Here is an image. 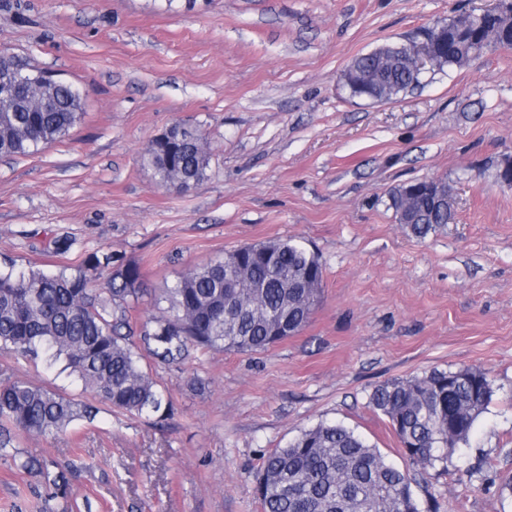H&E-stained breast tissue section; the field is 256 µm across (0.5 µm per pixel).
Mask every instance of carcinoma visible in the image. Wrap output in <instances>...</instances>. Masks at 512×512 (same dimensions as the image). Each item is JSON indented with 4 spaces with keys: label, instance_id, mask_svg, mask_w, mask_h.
I'll return each mask as SVG.
<instances>
[{
    "label": "carcinoma",
    "instance_id": "obj_1",
    "mask_svg": "<svg viewBox=\"0 0 512 512\" xmlns=\"http://www.w3.org/2000/svg\"><path fill=\"white\" fill-rule=\"evenodd\" d=\"M457 29V50L435 59L429 73L461 67L471 56L502 43L512 45V14L499 9L462 12L449 21ZM351 65L381 75L368 93L381 102L414 90L421 75L409 60L385 47L356 57ZM82 116V94L49 72L15 55H0V157L27 156L64 137ZM147 164L165 188L183 190L205 176L209 164L204 138L183 127L172 149L152 142ZM433 202L414 205L407 225L424 238L453 220ZM87 269L109 273L97 288L84 272H46L35 265L0 262V344L48 365L64 362L96 401L131 416L163 412L169 401L129 342V312L142 292L135 263L110 251L84 261ZM323 282L318 256L303 242L276 239L243 245L183 274L165 289L168 306L148 318L142 332L149 355L177 365L191 351L224 349L252 353L283 340L288 324L301 331L309 322ZM127 333H122V330ZM493 395L489 373L479 367L434 369L422 377L375 387L369 406L385 416L403 452L423 474L468 444L477 419ZM100 408L24 380H0V450L18 448L35 436L68 432L75 421L95 418ZM20 468L38 473L63 496L66 471L33 458ZM257 490L263 512H420L411 477L354 431L320 423L285 447L262 458Z\"/></svg>",
    "mask_w": 512,
    "mask_h": 512
}]
</instances>
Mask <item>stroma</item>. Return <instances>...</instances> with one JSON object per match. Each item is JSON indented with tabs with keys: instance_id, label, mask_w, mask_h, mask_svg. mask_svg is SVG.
Instances as JSON below:
<instances>
[{
	"instance_id": "1",
	"label": "stroma",
	"mask_w": 512,
	"mask_h": 512,
	"mask_svg": "<svg viewBox=\"0 0 512 512\" xmlns=\"http://www.w3.org/2000/svg\"><path fill=\"white\" fill-rule=\"evenodd\" d=\"M491 3L0 0V48L84 97L63 138L0 158V259L74 273L102 250L138 264V350L164 289L224 252L293 238L324 268L300 333L154 367L165 419L103 409L1 450L0 512H262V456L325 421L406 470L372 389L471 366L489 371L491 401L461 454L411 488L421 512H512V185L498 177L512 159V47L386 103L350 97L342 80L355 57ZM176 123L209 153L185 192L160 186L144 158ZM425 178L451 187L454 218L420 239L389 193ZM1 370L84 397L57 365L0 349ZM29 456L68 465V499L18 468Z\"/></svg>"
}]
</instances>
